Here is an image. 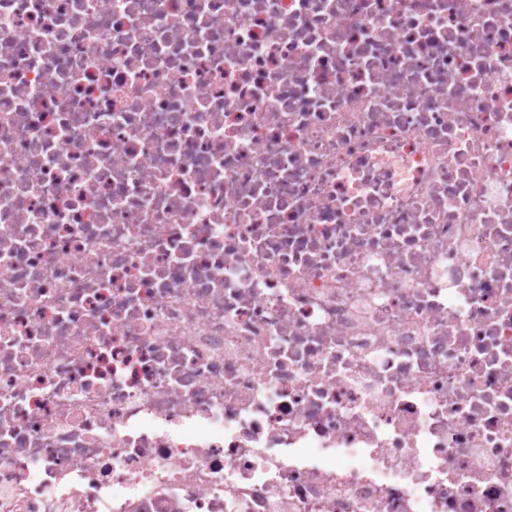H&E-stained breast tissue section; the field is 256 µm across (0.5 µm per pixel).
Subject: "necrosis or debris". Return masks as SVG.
I'll list each match as a JSON object with an SVG mask.
<instances>
[{
    "mask_svg": "<svg viewBox=\"0 0 512 512\" xmlns=\"http://www.w3.org/2000/svg\"><path fill=\"white\" fill-rule=\"evenodd\" d=\"M0 512H512V0H0Z\"/></svg>",
    "mask_w": 512,
    "mask_h": 512,
    "instance_id": "necrosis-or-debris-1",
    "label": "necrosis or debris"
}]
</instances>
